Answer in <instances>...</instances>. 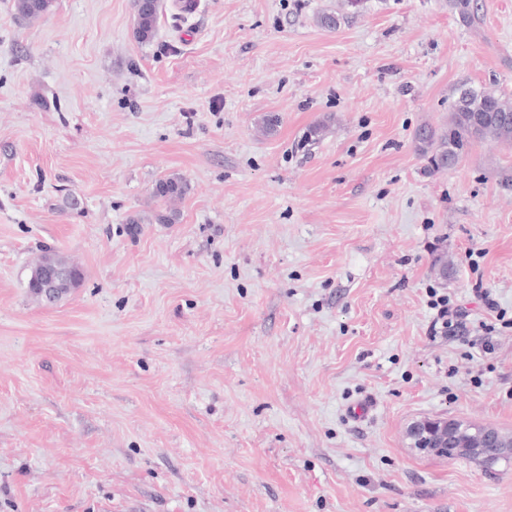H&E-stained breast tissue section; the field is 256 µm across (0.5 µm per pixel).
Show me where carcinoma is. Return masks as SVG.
<instances>
[{"mask_svg":"<svg viewBox=\"0 0 512 512\" xmlns=\"http://www.w3.org/2000/svg\"><path fill=\"white\" fill-rule=\"evenodd\" d=\"M53 5L54 0H14L16 13L28 20L46 15ZM133 6L136 14L135 37L141 43L149 42L155 35L160 0H133ZM448 6L458 12L463 21L475 22L478 7L474 0H448ZM477 138L511 143L512 103L492 92L466 88L460 92L447 129L438 134L429 127L421 128L417 137L418 150L428 157L430 171L445 170L456 164L471 141ZM187 191V182L175 175L157 180L152 188L153 196L165 204L183 198ZM448 429L468 447L475 448L483 439L487 426L452 419ZM511 457L506 453L486 458L469 453L455 454L453 450H448L450 460L466 458L484 466Z\"/></svg>","mask_w":512,"mask_h":512,"instance_id":"1","label":"carcinoma"}]
</instances>
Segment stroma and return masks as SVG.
<instances>
[{
    "mask_svg": "<svg viewBox=\"0 0 512 512\" xmlns=\"http://www.w3.org/2000/svg\"><path fill=\"white\" fill-rule=\"evenodd\" d=\"M162 4L142 44L133 0H0V512H512V459L406 437L512 433V327L469 344L477 289L512 318V143L415 140L460 86L512 101V0ZM173 174L177 223L128 232ZM48 253L84 273L54 305ZM54 2V0H14V8L19 16L32 20L49 13ZM187 191V182L175 175L158 179L152 188L153 196L165 204L183 198ZM430 309L435 313L432 317L430 325V333L433 336H454L456 330L461 326L460 320L467 317L465 311L458 306L450 304L448 295H438L437 291L433 288L430 290ZM489 425L475 424L465 420L450 419L448 429H450L458 440L468 444V448H477L483 439L484 431ZM435 439L440 442V443H443L446 445V447H448V456L446 455V458H448V460H454V459H457V458H466V459H471V460H474V461H477L479 463H481L482 465L484 466H488V465H493L495 463H497L499 460H502V459H509L511 458V454H500L498 456H491V457H482V456H476V455H472V454H469V453H458V454H454L453 453V450L450 449V448H456V447H453L455 444H457V440L454 439V437H452L451 435H449L448 433V430H443L442 432L440 433H436L435 434Z\"/></svg>",
    "mask_w": 512,
    "mask_h": 512,
    "instance_id": "1",
    "label": "stroma"
}]
</instances>
